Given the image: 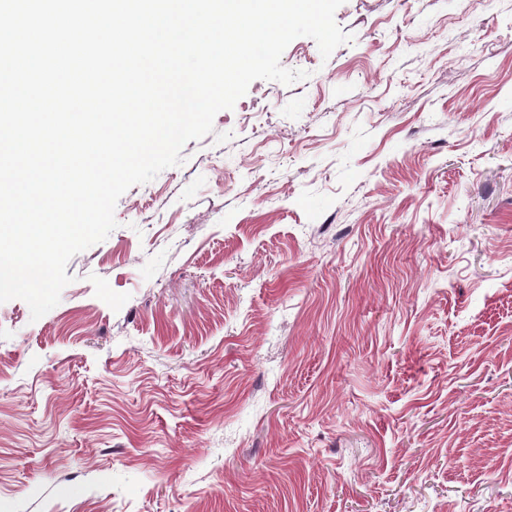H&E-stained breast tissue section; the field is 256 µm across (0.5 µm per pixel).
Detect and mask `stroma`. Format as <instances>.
<instances>
[{
    "mask_svg": "<svg viewBox=\"0 0 512 512\" xmlns=\"http://www.w3.org/2000/svg\"><path fill=\"white\" fill-rule=\"evenodd\" d=\"M0 303V512H512V0H345Z\"/></svg>",
    "mask_w": 512,
    "mask_h": 512,
    "instance_id": "obj_1",
    "label": "stroma"
}]
</instances>
